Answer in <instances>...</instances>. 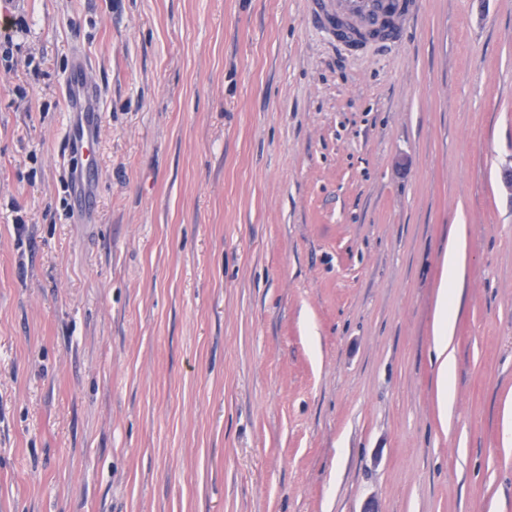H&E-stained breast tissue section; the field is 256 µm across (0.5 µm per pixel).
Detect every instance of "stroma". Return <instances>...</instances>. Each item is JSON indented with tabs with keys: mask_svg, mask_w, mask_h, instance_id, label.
<instances>
[{
	"mask_svg": "<svg viewBox=\"0 0 512 512\" xmlns=\"http://www.w3.org/2000/svg\"><path fill=\"white\" fill-rule=\"evenodd\" d=\"M17 19L0 512H512V0H421L360 59L309 0H0V37ZM86 66V61L80 58L78 60V64L68 74L65 80L66 93L69 99L68 112L84 114L82 116V127H80L78 123L76 125H72L67 130V138L69 145L73 150L77 153H85L87 166L88 168L93 169L95 165L96 138L92 133V130L89 129L90 124L85 116L90 114L93 116V126L99 111L91 108L88 104L91 92L84 81L83 70ZM461 274L458 245L454 241L448 243V254L445 259V274L442 281L440 303L437 310L438 331L435 338V352L437 355L438 393L444 407L451 406L455 396V383L453 377L454 362L448 354V338L455 323V307L453 295L455 284ZM448 294L450 302L448 305Z\"/></svg>",
	"mask_w": 512,
	"mask_h": 512,
	"instance_id": "obj_1",
	"label": "stroma"
}]
</instances>
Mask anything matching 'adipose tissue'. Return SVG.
Here are the masks:
<instances>
[{
	"label": "adipose tissue",
	"instance_id": "adipose-tissue-1",
	"mask_svg": "<svg viewBox=\"0 0 512 512\" xmlns=\"http://www.w3.org/2000/svg\"><path fill=\"white\" fill-rule=\"evenodd\" d=\"M461 274L458 245L449 242L448 254L445 259V274L442 281L443 301H440L437 310L438 331L435 338V352L437 355L438 393L443 406H451L455 396V383L453 377L454 362L448 352V339L455 323V307L446 301L447 295L453 294L454 286Z\"/></svg>",
	"mask_w": 512,
	"mask_h": 512
}]
</instances>
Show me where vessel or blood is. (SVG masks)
Returning <instances> with one entry per match:
<instances>
[{
  "label": "vessel or blood",
  "instance_id": "obj_1",
  "mask_svg": "<svg viewBox=\"0 0 512 512\" xmlns=\"http://www.w3.org/2000/svg\"><path fill=\"white\" fill-rule=\"evenodd\" d=\"M419 0H312L311 17L336 46L352 54H368L389 49L406 36ZM85 62H78L65 80L70 111L91 114V92L84 81ZM70 147L95 160L96 138L86 126L67 131Z\"/></svg>",
  "mask_w": 512,
  "mask_h": 512
}]
</instances>
